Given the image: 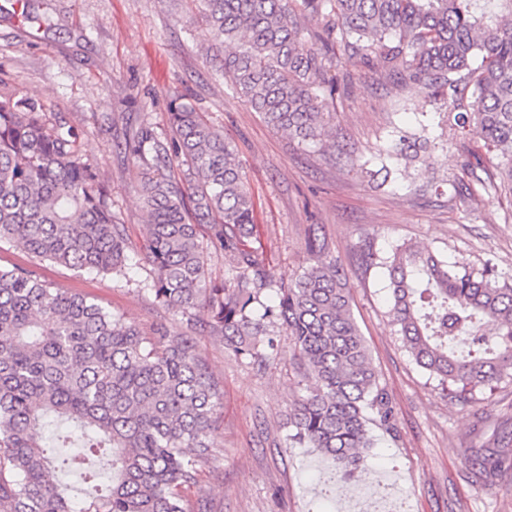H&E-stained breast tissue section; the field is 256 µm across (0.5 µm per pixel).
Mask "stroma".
I'll list each match as a JSON object with an SVG mask.
<instances>
[{
    "mask_svg": "<svg viewBox=\"0 0 512 512\" xmlns=\"http://www.w3.org/2000/svg\"><path fill=\"white\" fill-rule=\"evenodd\" d=\"M13 2L0 0V80L75 126L85 160L108 180L112 211L133 247L144 250L146 241L125 141L146 123L170 138V106L186 98L239 147L260 223L257 246L274 280L302 272L310 237L324 243L393 402L394 430L373 429L368 466L322 503L315 484L335 474L334 464L288 441L286 418L309 386L288 336L277 334L279 354L262 365L198 337L222 405L216 456L183 491L188 512H333L373 478L377 496L403 503L402 512H512V470L476 483L465 455L493 437L512 438V382L466 406L451 401L391 321L386 268L363 260L365 250L385 257L409 243L452 269L489 262L511 275L512 192L496 184V154L477 137L456 138L449 107L397 86L376 63L354 66L344 58L329 63L336 93L326 143L274 130L214 79L188 0H29L38 17L31 25L18 21ZM12 266L93 298L143 331L160 322L183 329L179 315L142 290L146 270L101 277L2 243L0 268Z\"/></svg>",
    "mask_w": 512,
    "mask_h": 512,
    "instance_id": "stroma-1",
    "label": "stroma"
}]
</instances>
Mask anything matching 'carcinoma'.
<instances>
[{
	"label": "carcinoma",
	"mask_w": 512,
	"mask_h": 512,
	"mask_svg": "<svg viewBox=\"0 0 512 512\" xmlns=\"http://www.w3.org/2000/svg\"><path fill=\"white\" fill-rule=\"evenodd\" d=\"M215 79L278 131L328 137L326 61L373 54L403 86L461 107L460 132L499 151L512 190V0H198ZM331 21L319 43L301 18ZM171 137L143 125L125 144L139 170L146 252L131 250L108 182L84 161L74 126L40 100L0 90V243L38 261L102 276L149 266L144 289L182 316L149 333L27 268H0V512H72L61 475L95 483L83 512H185L180 490L212 458L221 393L195 334L236 359L268 360L273 329L290 337L310 382L288 413V440L343 475L366 467L371 426L393 407L354 318L336 261L317 238L296 279H272L254 247L255 202L237 146L192 104L169 112ZM224 255L217 281L207 253ZM390 313L416 364L467 404L512 380V283L497 269L455 271L399 246L388 258ZM58 448H75L62 455ZM503 448L468 449L491 483Z\"/></svg>",
	"instance_id": "1"
}]
</instances>
